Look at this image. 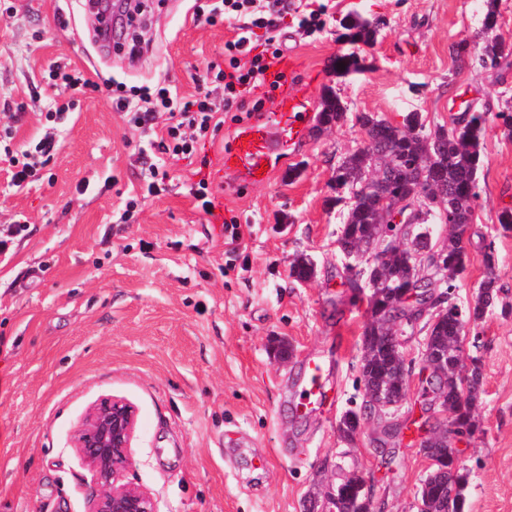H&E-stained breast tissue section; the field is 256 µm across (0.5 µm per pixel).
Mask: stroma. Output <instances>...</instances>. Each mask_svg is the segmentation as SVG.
<instances>
[{"instance_id":"obj_1","label":"stroma","mask_w":512,"mask_h":512,"mask_svg":"<svg viewBox=\"0 0 512 512\" xmlns=\"http://www.w3.org/2000/svg\"><path fill=\"white\" fill-rule=\"evenodd\" d=\"M322 2L320 32L293 24L278 40L313 96L333 88L350 120L272 158L273 177L260 186L225 178L224 148L239 129L226 122L196 157L168 160L165 188L151 194L139 152L155 135L129 126L103 84L160 80L194 95L208 67L223 63L232 26L195 21L191 0H144L131 26L137 53L119 58L94 40L85 0H0V136L23 150L44 135L50 103H76L38 181L12 187L0 161V237L9 240L0 254V512H86L90 475L73 438L112 396L137 413L126 480L159 512H307L326 460L373 475L382 512H418L428 461L414 432L437 418L420 370L398 414L401 434L380 443L369 429L348 446L337 433L363 399L368 302L343 283L331 200L337 165L365 138L355 113L398 124L418 111L427 127H448L461 99L489 118L467 268L452 300L476 296L489 244L501 289L483 321L466 327L478 344L465 354L483 365L481 430L452 450L468 474L465 512H512V230L498 222L512 208V136L499 117L512 110V57L494 70L455 61L456 44L480 40L485 0ZM353 13L379 21V32L359 50L366 71L339 78L330 60ZM56 65L96 89L54 86ZM201 176L215 196L211 216L190 193ZM133 192L140 208L121 222ZM231 216L250 228L239 250L225 243ZM17 221L27 229L10 236ZM301 255L315 264L306 284L291 275ZM284 344L293 349L285 361ZM312 354L339 367L324 404L301 415L294 394Z\"/></svg>"}]
</instances>
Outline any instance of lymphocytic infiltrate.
<instances>
[{
	"label": "lymphocytic infiltrate",
	"mask_w": 512,
	"mask_h": 512,
	"mask_svg": "<svg viewBox=\"0 0 512 512\" xmlns=\"http://www.w3.org/2000/svg\"><path fill=\"white\" fill-rule=\"evenodd\" d=\"M324 13V5H311L310 0H194L195 20L237 25L236 37L224 44V66L214 75L224 92L223 104H216L206 91L189 99L165 84L130 86L117 81L107 86L112 104L129 124L144 130L152 128L159 115H167L157 150L172 158L191 157L230 113L248 107L260 110L264 93L281 87L285 74L278 68L283 50L277 34L289 19H297L299 29L311 34L323 28ZM55 147L54 135L47 133L34 148L9 155L13 185L22 188L38 180Z\"/></svg>",
	"instance_id": "obj_1"
}]
</instances>
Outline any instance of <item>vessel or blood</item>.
<instances>
[{
    "label": "vessel or blood",
    "mask_w": 512,
    "mask_h": 512,
    "mask_svg": "<svg viewBox=\"0 0 512 512\" xmlns=\"http://www.w3.org/2000/svg\"><path fill=\"white\" fill-rule=\"evenodd\" d=\"M312 94L300 87L297 81L286 82L280 92L276 111L258 114L253 121L242 127L224 151V175L230 179H242L253 184L267 183L270 171L263 165L274 143L272 127H280L288 137L289 144L302 140L314 115L311 111ZM323 363L315 356L309 357L305 375L301 379L297 410L304 411L318 403L322 396Z\"/></svg>",
    "instance_id": "vessel-or-blood-1"
}]
</instances>
